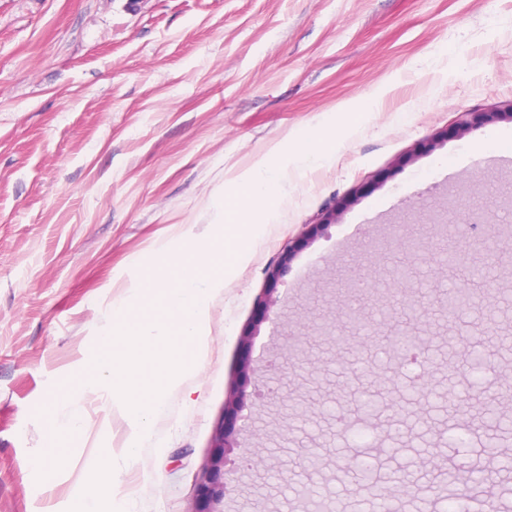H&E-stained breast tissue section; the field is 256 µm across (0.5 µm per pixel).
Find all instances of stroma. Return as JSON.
Segmentation results:
<instances>
[{
    "label": "stroma",
    "mask_w": 512,
    "mask_h": 512,
    "mask_svg": "<svg viewBox=\"0 0 512 512\" xmlns=\"http://www.w3.org/2000/svg\"><path fill=\"white\" fill-rule=\"evenodd\" d=\"M511 106L512 0H0V512H69L90 460L123 447L124 414L89 394L90 426L59 440L67 454L54 474L32 464L49 451L50 403L74 374L96 372L103 312L143 279L167 280L162 240L170 266L216 250L248 259L225 260L206 356L166 387L154 440L121 477L136 512H186L237 390L224 512H313L318 502L377 512L404 474L413 492L397 512L424 500L448 512L460 496L469 512H512V463L484 452L486 435L467 434L437 395L451 385L512 407L499 381L512 376V260L491 271L497 325L475 348L479 371L456 351L483 311L453 327L438 314L439 298L464 284L451 276L417 325L421 359L372 344V369L324 379L287 355L305 325L375 289L353 272H393L378 243L454 232L456 219L429 221L449 198L485 211L512 247V122L497 116ZM465 112L494 118L455 135ZM303 147L332 148L334 159L289 178L281 196L257 197L242 181L259 159L281 170ZM330 203L342 208L336 223L301 242ZM256 211L272 214L257 235ZM290 242L288 272L269 281ZM269 291L278 303L264 315ZM245 353L254 370L244 385ZM378 371L405 400L429 402L439 455L406 444L415 416L362 411ZM318 396L324 412L295 417L294 400ZM340 414L358 452L350 472L329 443ZM256 419L260 441L245 430ZM289 422L295 443L276 447ZM463 444L467 491L448 472ZM311 446L322 462L309 475L297 452Z\"/></svg>",
    "instance_id": "stroma-1"
}]
</instances>
